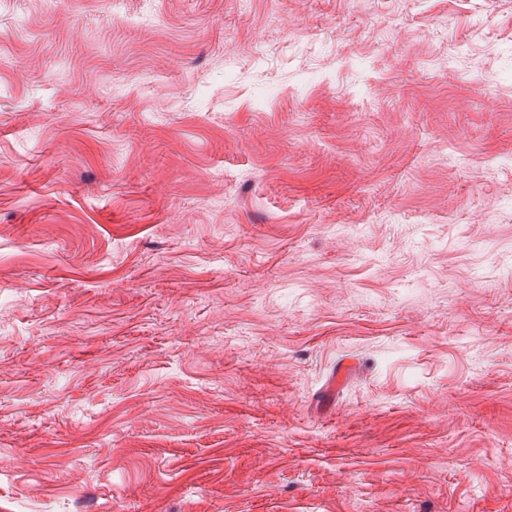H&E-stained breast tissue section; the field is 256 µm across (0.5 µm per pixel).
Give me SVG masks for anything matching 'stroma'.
I'll return each instance as SVG.
<instances>
[{"instance_id":"stroma-1","label":"stroma","mask_w":512,"mask_h":512,"mask_svg":"<svg viewBox=\"0 0 512 512\" xmlns=\"http://www.w3.org/2000/svg\"><path fill=\"white\" fill-rule=\"evenodd\" d=\"M512 512V0H0V512Z\"/></svg>"}]
</instances>
